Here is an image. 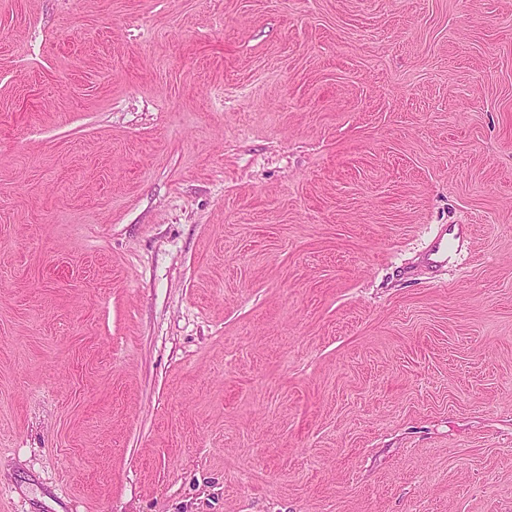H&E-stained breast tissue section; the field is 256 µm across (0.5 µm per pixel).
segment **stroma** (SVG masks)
<instances>
[{
  "instance_id": "35a3bbf8",
  "label": "stroma",
  "mask_w": 512,
  "mask_h": 512,
  "mask_svg": "<svg viewBox=\"0 0 512 512\" xmlns=\"http://www.w3.org/2000/svg\"><path fill=\"white\" fill-rule=\"evenodd\" d=\"M0 512H512V0H0Z\"/></svg>"
}]
</instances>
